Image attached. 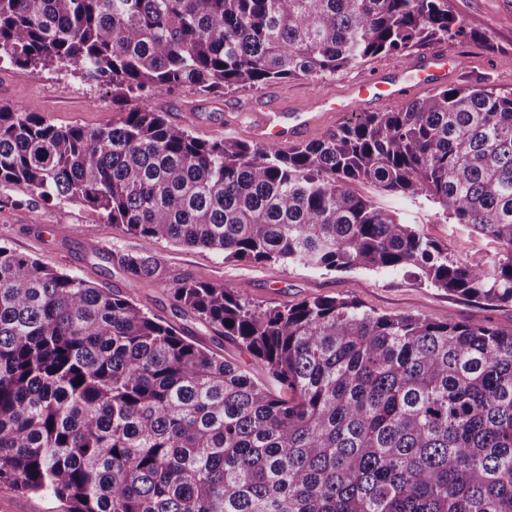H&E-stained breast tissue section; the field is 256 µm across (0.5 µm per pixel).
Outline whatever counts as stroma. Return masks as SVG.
<instances>
[{
  "label": "stroma",
  "instance_id": "obj_1",
  "mask_svg": "<svg viewBox=\"0 0 512 512\" xmlns=\"http://www.w3.org/2000/svg\"><path fill=\"white\" fill-rule=\"evenodd\" d=\"M448 9L483 36L479 42L452 46L451 52L459 56L461 64L454 85L480 82L512 88V0H448ZM384 64L379 57L321 79H294L259 89L206 93L184 86L154 96L152 105L167 113L172 123L199 138L230 137L249 142L253 136L240 123L239 115L256 99L272 93L288 103L304 105L319 93L343 90ZM0 105L37 113L58 125L77 124L89 129L111 124L119 113L118 106L112 103L111 90L71 65L44 69L0 63ZM352 189L357 195L376 197L382 206L397 211L451 258L484 263L497 250L494 242L470 227L446 221L424 199L380 196L363 183L353 184ZM0 242L45 266L122 292L146 311L179 328L183 335L247 365L254 375L263 376L262 363L215 335L199 320L184 315L162 290L129 277L118 263L119 256L139 252L145 246L138 237L107 223L90 207L42 201L32 197L25 187L0 185ZM148 247L168 280L190 277L224 283L242 290L265 308L313 297H352L365 309L379 314L411 313L433 321L453 317L512 329V305L490 307L466 299L431 286L410 270L327 273L294 264L227 261L216 252L183 247L164 239ZM0 512H66V507L53 496L22 494L0 485Z\"/></svg>",
  "mask_w": 512,
  "mask_h": 512
}]
</instances>
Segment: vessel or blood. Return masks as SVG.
Returning a JSON list of instances; mask_svg holds the SVG:
<instances>
[{
    "instance_id": "vessel-or-blood-1",
    "label": "vessel or blood",
    "mask_w": 512,
    "mask_h": 512,
    "mask_svg": "<svg viewBox=\"0 0 512 512\" xmlns=\"http://www.w3.org/2000/svg\"><path fill=\"white\" fill-rule=\"evenodd\" d=\"M458 69V57L436 52L400 69L382 67L366 79L349 84L342 93L320 95L308 106L290 109L264 98L252 105L251 129L258 139L288 147L328 120L380 103L400 102L414 90L446 83Z\"/></svg>"
}]
</instances>
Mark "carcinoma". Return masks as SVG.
I'll return each mask as SVG.
<instances>
[{"label":"carcinoma","instance_id":"obj_1","mask_svg":"<svg viewBox=\"0 0 512 512\" xmlns=\"http://www.w3.org/2000/svg\"><path fill=\"white\" fill-rule=\"evenodd\" d=\"M478 38L448 0H0V62L72 64L114 104L141 97L94 130L0 105V183L140 238L122 268L279 386L0 245V484L67 512H512V329L350 298L263 309L224 283L168 282L149 255L167 239L327 272L411 268L512 305V88H436L288 150L199 139L151 104ZM357 182L422 197L498 250L450 259Z\"/></svg>","mask_w":512,"mask_h":512}]
</instances>
